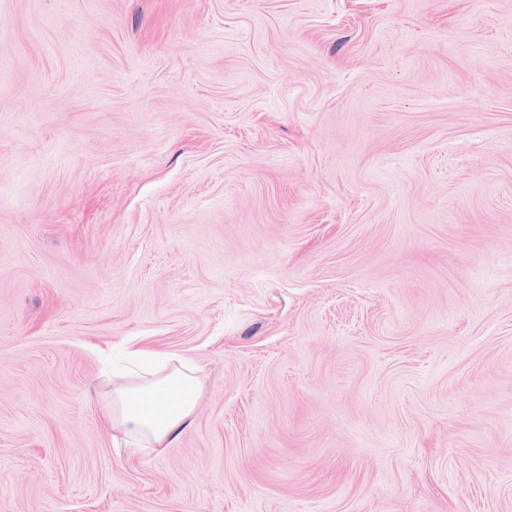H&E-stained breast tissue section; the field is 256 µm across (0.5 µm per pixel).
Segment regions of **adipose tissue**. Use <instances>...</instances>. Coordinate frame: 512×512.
<instances>
[{"label": "adipose tissue", "mask_w": 512, "mask_h": 512, "mask_svg": "<svg viewBox=\"0 0 512 512\" xmlns=\"http://www.w3.org/2000/svg\"><path fill=\"white\" fill-rule=\"evenodd\" d=\"M136 358L154 362L149 376L120 382L105 410L107 421L135 438L139 447L161 454L176 441L193 413L198 378L195 367L173 356L135 350Z\"/></svg>", "instance_id": "obj_1"}]
</instances>
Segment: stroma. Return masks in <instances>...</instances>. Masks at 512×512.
<instances>
[{"instance_id":"obj_1","label":"stroma","mask_w":512,"mask_h":512,"mask_svg":"<svg viewBox=\"0 0 512 512\" xmlns=\"http://www.w3.org/2000/svg\"><path fill=\"white\" fill-rule=\"evenodd\" d=\"M0 512H512V0H0ZM132 353L138 359L155 362L156 367L148 373L149 378L117 383L105 417L112 428L120 427L126 436L136 438L138 447L159 455L189 424L198 383L196 369L178 356H159L144 349ZM172 393L176 395L174 401L168 398Z\"/></svg>"}]
</instances>
